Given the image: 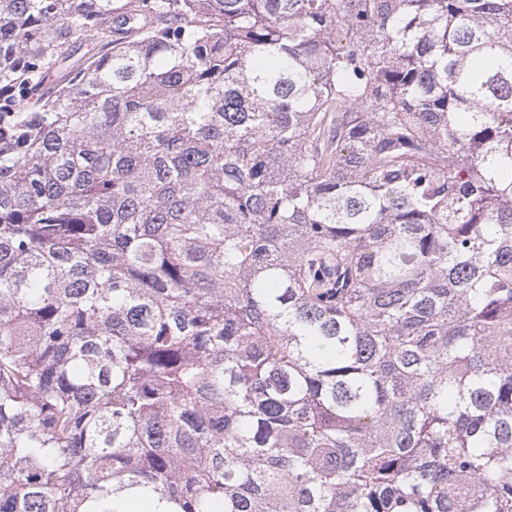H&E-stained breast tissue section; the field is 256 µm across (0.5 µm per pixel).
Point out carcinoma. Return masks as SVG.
<instances>
[{
  "instance_id": "1",
  "label": "carcinoma",
  "mask_w": 512,
  "mask_h": 512,
  "mask_svg": "<svg viewBox=\"0 0 512 512\" xmlns=\"http://www.w3.org/2000/svg\"><path fill=\"white\" fill-rule=\"evenodd\" d=\"M0 127V512H512V0H0Z\"/></svg>"
}]
</instances>
